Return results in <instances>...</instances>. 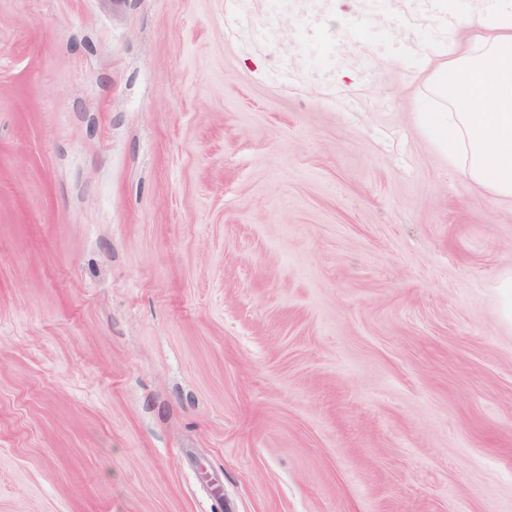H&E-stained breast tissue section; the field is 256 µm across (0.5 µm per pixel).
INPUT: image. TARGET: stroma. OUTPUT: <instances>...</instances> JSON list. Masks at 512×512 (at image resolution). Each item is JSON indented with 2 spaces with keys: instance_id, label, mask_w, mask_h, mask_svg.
I'll return each instance as SVG.
<instances>
[{
  "instance_id": "1",
  "label": "stroma",
  "mask_w": 512,
  "mask_h": 512,
  "mask_svg": "<svg viewBox=\"0 0 512 512\" xmlns=\"http://www.w3.org/2000/svg\"><path fill=\"white\" fill-rule=\"evenodd\" d=\"M498 4L0 0V512H512ZM461 24L474 33L463 52L433 74L448 112H426L423 125L437 148L469 154L467 176L500 197H512V2L477 10ZM488 34V35H487Z\"/></svg>"
}]
</instances>
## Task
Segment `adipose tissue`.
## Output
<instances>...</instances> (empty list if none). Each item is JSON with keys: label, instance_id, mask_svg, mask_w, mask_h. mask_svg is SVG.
<instances>
[{"label": "adipose tissue", "instance_id": "obj_1", "mask_svg": "<svg viewBox=\"0 0 512 512\" xmlns=\"http://www.w3.org/2000/svg\"><path fill=\"white\" fill-rule=\"evenodd\" d=\"M462 24L473 43L433 74V91L448 109L425 113L423 125L449 158L468 152L471 180L512 197V0Z\"/></svg>", "mask_w": 512, "mask_h": 512}]
</instances>
